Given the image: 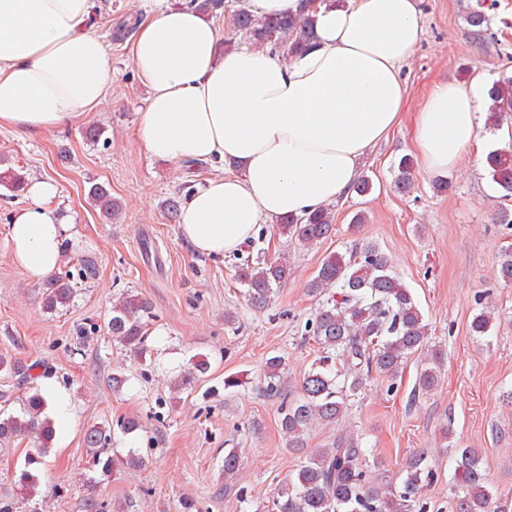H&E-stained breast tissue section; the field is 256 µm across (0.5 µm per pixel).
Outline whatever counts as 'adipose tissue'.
Here are the masks:
<instances>
[{
  "mask_svg": "<svg viewBox=\"0 0 512 512\" xmlns=\"http://www.w3.org/2000/svg\"><path fill=\"white\" fill-rule=\"evenodd\" d=\"M91 0H0V128L39 132L93 111L112 81L103 41L85 25ZM317 41L284 60L240 46L188 6H157L139 24L131 61L147 88L138 131L146 152L171 161H223L188 198L180 229L199 253L239 251L258 225L300 216L351 193L359 167L405 114L422 170L444 175L482 144L485 79L436 83L413 104L403 65L422 40L420 0H319ZM15 211L9 245L35 281L79 246L41 178ZM39 390L58 440L74 401L53 379Z\"/></svg>",
  "mask_w": 512,
  "mask_h": 512,
  "instance_id": "obj_1",
  "label": "adipose tissue"
}]
</instances>
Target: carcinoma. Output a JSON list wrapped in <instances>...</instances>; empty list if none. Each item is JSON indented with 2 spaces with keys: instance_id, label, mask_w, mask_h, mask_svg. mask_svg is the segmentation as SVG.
Instances as JSON below:
<instances>
[{
  "instance_id": "obj_1",
  "label": "carcinoma",
  "mask_w": 512,
  "mask_h": 512,
  "mask_svg": "<svg viewBox=\"0 0 512 512\" xmlns=\"http://www.w3.org/2000/svg\"><path fill=\"white\" fill-rule=\"evenodd\" d=\"M198 10L208 15L231 14L233 27L246 39L260 47L289 59L315 44V17L268 16L257 18L244 8L232 9L226 0H190ZM489 16L475 10L469 17L471 35L479 39L488 30ZM489 119L498 122L503 114L512 112V79L499 82L491 92ZM485 169L502 192L512 199V148L498 149L485 159ZM23 174L8 169L0 174V185L17 193L23 190ZM395 186L402 193L412 190V162L404 157L398 165ZM87 199L101 215L112 220L122 207L112 198L111 190L102 183L88 188ZM334 216L321 207L304 216H284L279 219V231L306 245L327 238L333 231ZM95 257L80 259L77 271L66 266L49 278L43 288L42 302L46 310L55 312L68 306L77 284L96 275ZM288 276L283 261L257 262L249 260L237 265L236 278L245 287L248 305L262 310L269 305L274 286ZM309 293L319 298L312 317L305 323V335L320 345L321 355L311 365L300 383L301 397L288 399L282 360L272 357L261 386L268 398L281 400L279 424L288 449L305 447V432L315 423L334 424L344 414L347 401L363 388L364 376L376 370L396 378L403 362L417 352H425L426 363L420 369L417 388L434 390L444 356L439 349H429L428 325L416 306L409 290L393 274L389 259L371 242L363 244L349 255L335 253L326 257L316 276L308 284ZM153 317L151 305L141 297L124 292L112 304L107 331L112 341L125 349L144 356L147 326ZM496 312L489 306L481 308L470 323L474 336L488 334ZM210 369L207 357H193L190 367L179 370L172 391L188 388L195 379ZM44 407L39 388L29 387L18 415L0 417V447L24 436L38 444L25 459L19 479L24 498L37 493L38 472L44 465V453L55 434L51 421L43 417ZM112 438L110 424L87 429L85 445L89 463L106 474L126 465L140 467L144 459L136 454L125 458H103V450ZM367 450L359 439L340 433L330 448H321L305 455L296 475L280 486L274 499L276 512H426L421 499L424 488L434 480L425 452L409 454L403 464L405 474L400 488L383 483L365 469ZM241 460L235 449L224 451V493L237 487L236 476ZM454 479L458 492L454 495L455 512H512V497L494 493L488 486L479 455L470 448L459 451Z\"/></svg>"
}]
</instances>
